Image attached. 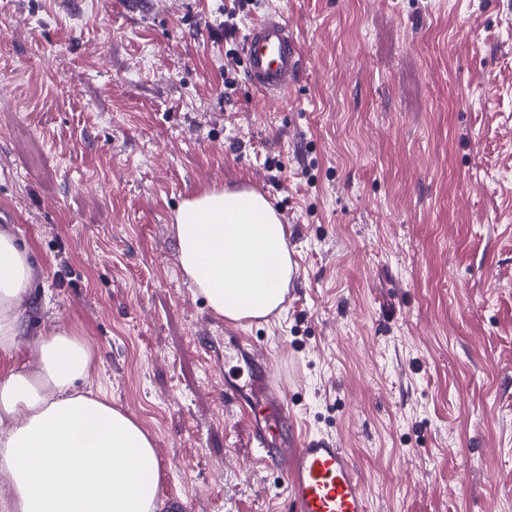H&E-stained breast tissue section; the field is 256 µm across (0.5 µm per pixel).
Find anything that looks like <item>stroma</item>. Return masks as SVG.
Segmentation results:
<instances>
[{
    "instance_id": "1",
    "label": "stroma",
    "mask_w": 512,
    "mask_h": 512,
    "mask_svg": "<svg viewBox=\"0 0 512 512\" xmlns=\"http://www.w3.org/2000/svg\"><path fill=\"white\" fill-rule=\"evenodd\" d=\"M0 0V219L36 269L19 356L66 326L160 461L158 512H292L225 376L173 224L205 190L288 229L280 311L246 322L297 437L369 512H512V0ZM287 15L304 66L251 87L243 31ZM198 345L204 355L207 364L214 363L216 366L221 365L223 355L220 351V337L214 335L213 331H209L197 336Z\"/></svg>"
}]
</instances>
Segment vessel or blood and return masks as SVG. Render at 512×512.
<instances>
[{
  "label": "vessel or blood",
  "mask_w": 512,
  "mask_h": 512,
  "mask_svg": "<svg viewBox=\"0 0 512 512\" xmlns=\"http://www.w3.org/2000/svg\"><path fill=\"white\" fill-rule=\"evenodd\" d=\"M243 55L251 85L266 98H281L303 65L298 39L280 12L248 27ZM197 341L206 363L235 359L247 366L244 382L225 381L224 397L239 409L257 456L283 471L294 512H366L361 479L346 449L327 436L303 442L289 437L288 395L240 329L228 325L223 336L209 331Z\"/></svg>",
  "instance_id": "vessel-or-blood-1"
}]
</instances>
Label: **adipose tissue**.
Returning <instances> with one entry per match:
<instances>
[{"mask_svg":"<svg viewBox=\"0 0 512 512\" xmlns=\"http://www.w3.org/2000/svg\"><path fill=\"white\" fill-rule=\"evenodd\" d=\"M185 278L211 310L261 319L282 305L293 274L286 227L253 190H211L180 206L174 226ZM34 267L0 230V512H156L160 467L139 423L105 397L78 391L92 354L73 331L42 336L34 366L14 364Z\"/></svg>","mask_w":512,"mask_h":512,"instance_id":"1","label":"adipose tissue"}]
</instances>
